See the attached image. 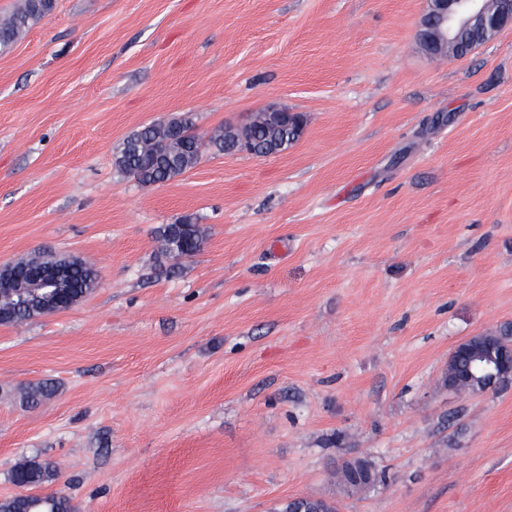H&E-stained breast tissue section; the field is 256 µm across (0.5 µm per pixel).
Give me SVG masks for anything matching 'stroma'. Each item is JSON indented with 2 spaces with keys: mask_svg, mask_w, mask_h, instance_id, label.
<instances>
[{
  "mask_svg": "<svg viewBox=\"0 0 512 512\" xmlns=\"http://www.w3.org/2000/svg\"><path fill=\"white\" fill-rule=\"evenodd\" d=\"M423 6L55 0L0 52V265L100 274L0 325V499L47 460L77 512H512V383L445 382L456 344L512 325V29L431 58ZM270 105L307 122L279 154L150 187L114 163L144 125L189 113L205 141ZM187 217L206 241L160 274ZM352 457L385 482L338 494ZM206 237V228L190 219L179 224H166L158 234L156 261L159 270L168 277L176 274L179 262L195 255Z\"/></svg>",
  "mask_w": 512,
  "mask_h": 512,
  "instance_id": "obj_1",
  "label": "stroma"
}]
</instances>
